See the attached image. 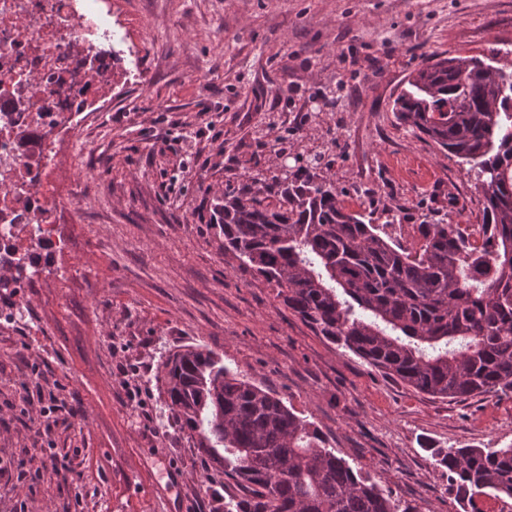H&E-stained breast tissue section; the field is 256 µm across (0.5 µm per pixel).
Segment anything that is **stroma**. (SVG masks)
<instances>
[{"label": "stroma", "instance_id": "35a3bbf8", "mask_svg": "<svg viewBox=\"0 0 512 512\" xmlns=\"http://www.w3.org/2000/svg\"><path fill=\"white\" fill-rule=\"evenodd\" d=\"M112 15L143 80L53 142L67 247L21 289L23 321L0 318V459L29 467L0 512L223 506L235 485L166 407L162 363L188 345L276 392L418 512H462L429 451L512 443V393L434 398L317 336L225 251L211 200L314 159L348 210L479 223L473 179L392 103L431 54L506 62L512 0H112ZM38 383L84 417L28 429L15 407ZM47 446L71 472L40 469Z\"/></svg>", "mask_w": 512, "mask_h": 512}]
</instances>
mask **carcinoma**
<instances>
[{"mask_svg": "<svg viewBox=\"0 0 512 512\" xmlns=\"http://www.w3.org/2000/svg\"><path fill=\"white\" fill-rule=\"evenodd\" d=\"M407 84L394 112L466 165L483 199V247L424 221L423 242L403 248L300 166L213 199L224 250L318 335L418 392H512V66L435 55ZM164 376L181 429L243 489L224 512H418L213 353L178 349ZM431 458L460 502L512 500V444L433 448Z\"/></svg>", "mask_w": 512, "mask_h": 512, "instance_id": "carcinoma-1", "label": "carcinoma"}]
</instances>
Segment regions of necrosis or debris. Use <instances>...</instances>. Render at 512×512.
<instances>
[{"mask_svg": "<svg viewBox=\"0 0 512 512\" xmlns=\"http://www.w3.org/2000/svg\"><path fill=\"white\" fill-rule=\"evenodd\" d=\"M119 41L110 0H0V267L26 229L47 253L62 249L45 189L50 145L111 97L115 74L137 81L117 67Z\"/></svg>", "mask_w": 512, "mask_h": 512, "instance_id": "1", "label": "necrosis or debris"}]
</instances>
